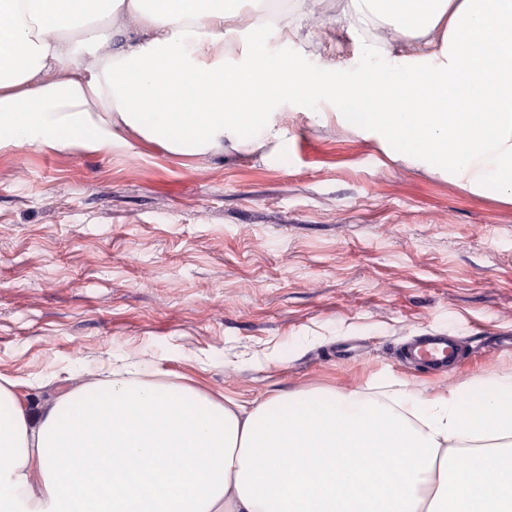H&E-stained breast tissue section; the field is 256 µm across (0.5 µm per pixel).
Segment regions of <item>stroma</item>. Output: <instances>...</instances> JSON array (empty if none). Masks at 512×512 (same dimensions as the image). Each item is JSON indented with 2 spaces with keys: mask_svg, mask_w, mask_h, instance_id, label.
<instances>
[{
  "mask_svg": "<svg viewBox=\"0 0 512 512\" xmlns=\"http://www.w3.org/2000/svg\"><path fill=\"white\" fill-rule=\"evenodd\" d=\"M345 0H288L306 41L268 55L352 84L376 63L343 42ZM288 138L204 157L135 142L110 153L0 152V373L38 379L139 356L163 381L251 408L299 388L447 391L512 370V204L406 162L338 118L275 106ZM464 354L400 362L411 337Z\"/></svg>",
  "mask_w": 512,
  "mask_h": 512,
  "instance_id": "1",
  "label": "stroma"
}]
</instances>
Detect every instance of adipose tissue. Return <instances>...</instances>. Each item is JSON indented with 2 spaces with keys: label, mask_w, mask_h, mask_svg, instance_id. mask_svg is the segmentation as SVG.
Listing matches in <instances>:
<instances>
[{
  "label": "adipose tissue",
  "mask_w": 512,
  "mask_h": 512,
  "mask_svg": "<svg viewBox=\"0 0 512 512\" xmlns=\"http://www.w3.org/2000/svg\"><path fill=\"white\" fill-rule=\"evenodd\" d=\"M224 0H0V151L223 152L286 138L273 103L330 97L331 73L255 45L224 66ZM378 60L345 96L360 134L399 137L473 193L512 203V0H346ZM374 23L389 42L365 43ZM374 104L371 112L363 104ZM32 410L0 375V512H512V371L427 396L297 389L246 409L167 389L143 360ZM388 464L387 484L371 481Z\"/></svg>",
  "instance_id": "adipose-tissue-1"
}]
</instances>
